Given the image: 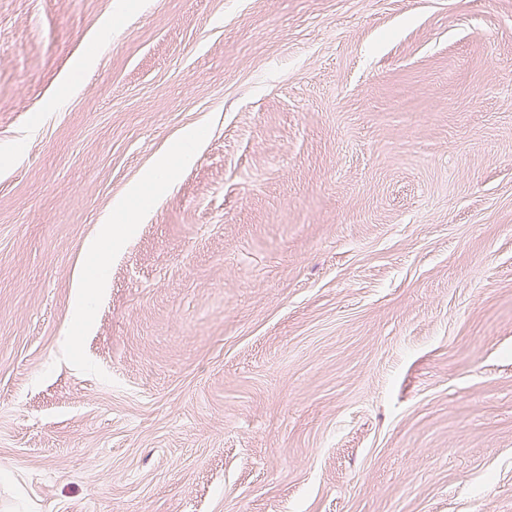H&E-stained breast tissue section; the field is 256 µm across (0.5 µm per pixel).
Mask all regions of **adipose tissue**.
<instances>
[{
    "mask_svg": "<svg viewBox=\"0 0 512 512\" xmlns=\"http://www.w3.org/2000/svg\"><path fill=\"white\" fill-rule=\"evenodd\" d=\"M195 139L194 132H187L182 142L164 157L156 167L148 170L139 181L130 186L125 197L114 204L116 214L122 215L125 224H133L132 206L144 195L160 196L171 184L177 170L190 162V145Z\"/></svg>",
    "mask_w": 512,
    "mask_h": 512,
    "instance_id": "adipose-tissue-1",
    "label": "adipose tissue"
}]
</instances>
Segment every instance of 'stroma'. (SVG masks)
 I'll return each mask as SVG.
<instances>
[{"mask_svg": "<svg viewBox=\"0 0 512 512\" xmlns=\"http://www.w3.org/2000/svg\"><path fill=\"white\" fill-rule=\"evenodd\" d=\"M0 512H512V0H0ZM193 131L185 134L182 142L177 144L171 153L164 157L156 167L148 170L139 181L130 186L125 197L114 204V211L118 216L123 215V224L132 226L134 217L132 205L145 196L146 191L150 192L153 198L160 196L171 184L177 170L184 164L190 162L192 153L189 145L195 140Z\"/></svg>", "mask_w": 512, "mask_h": 512, "instance_id": "35a3bbf8", "label": "stroma"}]
</instances>
